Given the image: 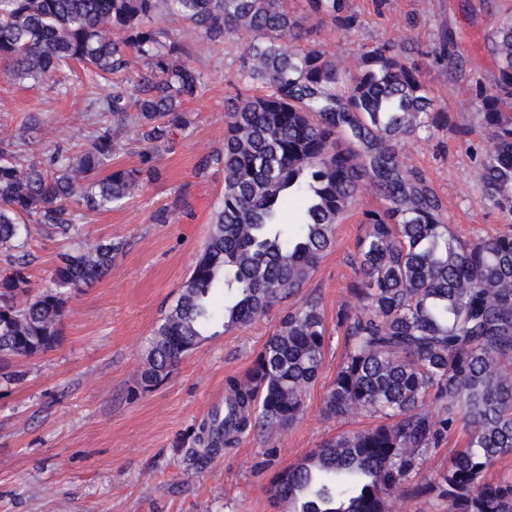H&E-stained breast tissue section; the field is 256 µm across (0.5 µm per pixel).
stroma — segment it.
<instances>
[{
  "mask_svg": "<svg viewBox=\"0 0 512 512\" xmlns=\"http://www.w3.org/2000/svg\"><path fill=\"white\" fill-rule=\"evenodd\" d=\"M505 0H348L358 17L349 32L330 35V55L356 67L361 46L392 43L414 63L448 125L400 146L407 164L422 169L442 196L452 231L461 237L508 230L512 223L481 197L476 161L453 128L476 121L474 80L492 85L497 66L487 51ZM205 86L187 104L190 124L175 131L160 163L162 179L147 184L125 207L89 214L82 237L120 241L110 274L74 293L59 345L9 361L16 381L0 378V512H289L273 502L275 472L297 463L325 440L370 427L372 418H327L322 399L344 357L336 311L350 303L357 241L365 233L357 213L337 224L334 241L302 288L319 296L327 344L319 375L299 418L289 427L247 432L235 447L206 451L211 416L223 412L226 381L243 377L278 323L272 308L248 326L201 342L164 382L145 389L140 375L149 340L202 252L224 191V171H199L224 144V105L240 53L233 42L214 45L177 27ZM462 60L452 71L442 49ZM67 93L46 84H16L0 75V133L34 122L21 160L57 144L82 149L93 129V92L81 66ZM167 209L170 221L152 220ZM33 285L47 281L77 240L29 227Z\"/></svg>",
  "mask_w": 512,
  "mask_h": 512,
  "instance_id": "stroma-1",
  "label": "stroma"
}]
</instances>
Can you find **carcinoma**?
Wrapping results in <instances>:
<instances>
[{
    "label": "carcinoma",
    "mask_w": 512,
    "mask_h": 512,
    "mask_svg": "<svg viewBox=\"0 0 512 512\" xmlns=\"http://www.w3.org/2000/svg\"><path fill=\"white\" fill-rule=\"evenodd\" d=\"M0 0V63L13 82L63 91L75 63L122 75L89 103L88 143L22 162L18 136L0 135V359L31 358L60 343L71 292L112 271L120 242L87 240L32 289L29 225L68 234L87 215L120 208L162 176L160 151L189 121L205 84L168 18L215 44L241 46L229 80L224 146L200 165L224 170V195L206 246L150 341L144 386L167 379L218 329L244 327L296 297L330 249L335 225L361 211L354 306L336 312L345 355L322 401L328 418L369 414L280 470L273 499L291 512H389L397 492L448 500L450 512H512V481L487 470L512 454V231L453 233L442 198L399 144L448 126L418 70L392 44L362 46L356 72L323 48L326 31L358 26L347 0ZM498 76L475 92L478 123L460 131L490 142L479 159L483 197L512 217V15L487 41ZM141 131L133 167L112 164L122 133ZM327 343L320 298L282 308L245 380L228 382L211 441L232 446L250 429H283L303 410ZM465 448L447 469L421 474L456 429Z\"/></svg>",
    "instance_id": "obj_1"
}]
</instances>
